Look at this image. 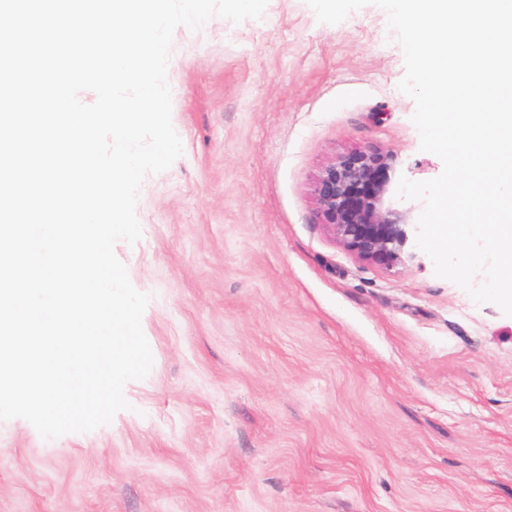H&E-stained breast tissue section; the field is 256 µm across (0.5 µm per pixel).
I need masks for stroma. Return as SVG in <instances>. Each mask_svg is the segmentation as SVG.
Listing matches in <instances>:
<instances>
[{
	"label": "stroma",
	"instance_id": "stroma-1",
	"mask_svg": "<svg viewBox=\"0 0 512 512\" xmlns=\"http://www.w3.org/2000/svg\"><path fill=\"white\" fill-rule=\"evenodd\" d=\"M265 14L175 30L183 154L115 246L153 367L93 431L0 420V512H512V316L427 254L360 260L313 196L352 148L392 153L396 180L442 172L387 14Z\"/></svg>",
	"mask_w": 512,
	"mask_h": 512
}]
</instances>
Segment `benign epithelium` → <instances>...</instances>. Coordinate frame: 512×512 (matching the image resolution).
I'll use <instances>...</instances> for the list:
<instances>
[{"mask_svg": "<svg viewBox=\"0 0 512 512\" xmlns=\"http://www.w3.org/2000/svg\"><path fill=\"white\" fill-rule=\"evenodd\" d=\"M395 158L377 150H351L330 163L314 185L324 224L358 258L392 269L416 258L417 225L392 206Z\"/></svg>", "mask_w": 512, "mask_h": 512, "instance_id": "1", "label": "benign epithelium"}]
</instances>
